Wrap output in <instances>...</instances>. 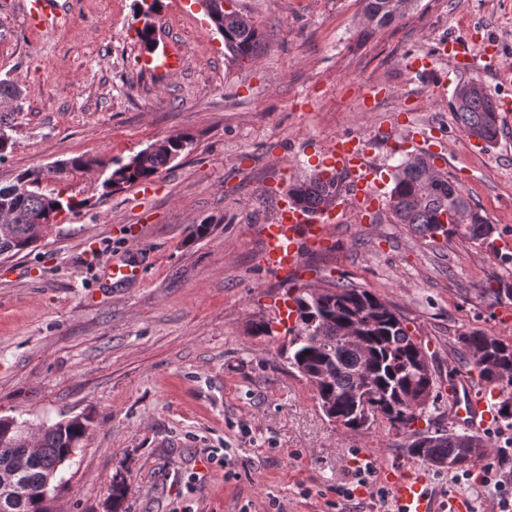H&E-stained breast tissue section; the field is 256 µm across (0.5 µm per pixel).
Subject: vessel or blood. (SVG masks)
Wrapping results in <instances>:
<instances>
[{
    "instance_id": "obj_1",
    "label": "vessel or blood",
    "mask_w": 512,
    "mask_h": 512,
    "mask_svg": "<svg viewBox=\"0 0 512 512\" xmlns=\"http://www.w3.org/2000/svg\"><path fill=\"white\" fill-rule=\"evenodd\" d=\"M58 13V0H24V16L29 28H40L54 20ZM185 54L182 43L164 40L143 53L141 67L157 84L163 85L178 75ZM458 54L457 48L445 47L438 59L452 63ZM435 60L415 56L405 67L412 73L426 72L432 70ZM317 167L343 176V191L337 202L341 208L369 207L377 200L378 187L388 178L383 165L371 161L366 143L357 137L337 138L322 149L317 157ZM333 221L332 211H308L294 205L290 199H283L274 215L260 227L265 243L261 265L280 277H288L300 266L304 248L326 240ZM140 276V262L130 257L112 261L106 268V277L115 286L136 282ZM448 400V418L454 425L485 432L494 429L499 422L496 406L476 392L466 374L455 375L450 380ZM386 481L400 512H439L420 469L388 472Z\"/></svg>"
}]
</instances>
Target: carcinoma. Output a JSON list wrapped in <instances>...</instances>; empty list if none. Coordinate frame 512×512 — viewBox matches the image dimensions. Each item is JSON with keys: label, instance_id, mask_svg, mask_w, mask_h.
Returning a JSON list of instances; mask_svg holds the SVG:
<instances>
[{"label": "carcinoma", "instance_id": "obj_1", "mask_svg": "<svg viewBox=\"0 0 512 512\" xmlns=\"http://www.w3.org/2000/svg\"><path fill=\"white\" fill-rule=\"evenodd\" d=\"M367 22L386 26L404 15L411 0H363ZM224 30V47L235 58L253 57L261 42L255 25H245L235 13H225L212 20ZM19 83L0 79V101L20 98ZM452 109L464 131L481 133L489 143L497 137L498 112L491 93L459 85ZM14 111H0V159L12 147ZM193 144V137L183 134L173 139L168 149L140 158L136 166L113 161L103 185L107 188L134 185L148 181L159 169L173 161ZM96 157L75 156L54 171L58 179L101 166ZM36 170L19 172L8 185L0 184V213L8 218L7 233H0V252L17 256L36 242L34 226L48 227L57 216L81 205L62 192L31 190L16 192L24 181L38 179ZM342 179L322 178L319 174L292 183L288 188L294 201L309 210L332 205L342 191ZM388 207L396 222L423 236L442 235L446 238L463 236L487 240L494 227L477 207L471 205L448 174L437 170L423 158L406 161L393 175V187ZM296 305V325L286 329L289 336L287 362L302 377L309 380L325 364L332 373L315 388L320 408L335 411L338 417L351 422L352 396L359 392L370 397L372 424L381 421L389 429L407 435L408 454L437 468L467 470L458 459L464 452V433L436 428L432 431L414 429L425 410L414 412L411 402L417 394L435 390L436 379L422 344L410 336L399 315L376 295L365 288L341 285L326 289L316 296L304 289L293 298ZM353 322L363 325V338L349 341L343 338L344 328ZM466 364L477 370L482 380L498 390L499 416L512 419V341L485 331H472L459 337ZM88 431L78 417L46 425L39 430L38 446L29 449L25 423L13 418H0V512H46L41 501L42 489L48 476L61 469L62 461L71 449L80 446Z\"/></svg>", "mask_w": 512, "mask_h": 512}]
</instances>
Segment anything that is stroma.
<instances>
[{"label": "stroma", "mask_w": 512, "mask_h": 512, "mask_svg": "<svg viewBox=\"0 0 512 512\" xmlns=\"http://www.w3.org/2000/svg\"><path fill=\"white\" fill-rule=\"evenodd\" d=\"M59 25L29 30L22 0H0V78L23 89L0 181L87 154L128 161L156 140L194 143L160 169L154 192L109 190L101 175L52 182L81 200L37 246L0 259V416L37 428L75 416L87 436L64 467L53 512H383L369 491L336 493L364 460L378 472L417 466L403 434L378 422L347 431L323 414L290 368L277 302L287 289L352 284L395 309L431 358L440 397L419 428H449L448 379L466 371L459 336L481 329L512 340V0H415L386 27L368 26L362 0H230L263 35L254 59L224 47L198 0H162L155 35L186 46L182 72L157 85L140 70L136 0H59ZM458 44L488 67L437 60ZM435 58L439 94L404 67ZM480 81L503 106L483 147L459 126L452 92ZM371 83L388 95L373 111ZM427 130L437 166L485 213L491 239L436 238L396 223L387 204L338 211L329 243L306 249L298 277L260 265L259 226L292 182L308 178L337 136L369 140L388 173L406 161L402 130ZM208 222L199 238L197 224ZM139 282L112 287L103 271L129 242ZM267 319L270 336L252 335ZM227 455L221 467L213 454ZM468 480L427 467L440 504L487 501L483 466Z\"/></svg>", "instance_id": "stroma-1"}]
</instances>
